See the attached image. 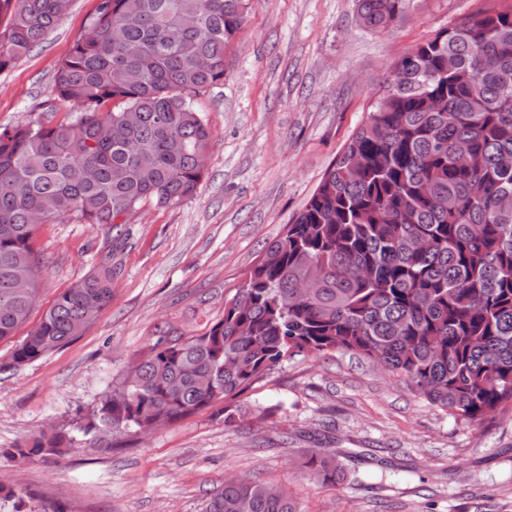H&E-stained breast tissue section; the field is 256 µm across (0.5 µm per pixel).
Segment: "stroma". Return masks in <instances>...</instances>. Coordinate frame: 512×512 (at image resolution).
<instances>
[{
  "instance_id": "stroma-1",
  "label": "stroma",
  "mask_w": 512,
  "mask_h": 512,
  "mask_svg": "<svg viewBox=\"0 0 512 512\" xmlns=\"http://www.w3.org/2000/svg\"><path fill=\"white\" fill-rule=\"evenodd\" d=\"M100 0H73L41 44L0 72V126L56 104L55 73ZM503 0H410L406 17L374 32L357 0H248L225 57L224 81L194 107L209 125L208 169L194 197L141 206L112 226L43 225L33 319L96 267L114 272L112 302L49 356L7 367L24 331L0 340V499L58 501L70 512H205L225 478L282 487L300 512H512V412L455 421L411 384L352 353L300 356L237 400L242 424L212 408L150 433L77 435L62 456L24 462L12 448L78 422L146 346L205 333L262 249L292 223L361 125L393 63L436 31ZM272 416L259 422L256 405ZM344 453L342 485L298 467L302 455Z\"/></svg>"
}]
</instances>
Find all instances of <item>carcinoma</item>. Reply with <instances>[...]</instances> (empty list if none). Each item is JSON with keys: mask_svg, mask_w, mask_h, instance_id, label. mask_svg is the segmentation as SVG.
Returning <instances> with one entry per match:
<instances>
[{"mask_svg": "<svg viewBox=\"0 0 512 512\" xmlns=\"http://www.w3.org/2000/svg\"><path fill=\"white\" fill-rule=\"evenodd\" d=\"M384 32L409 0H357ZM72 0H0V71L54 27ZM247 0H100L55 75L61 122L0 127V340L39 295L33 238L44 224H116L151 202L192 198L211 133L194 98L224 82ZM329 164L286 232L224 302V318L181 344H149L78 430L148 432L230 402L297 356L347 351L409 380L455 420L512 411V5L437 31ZM112 104L105 112L103 107ZM112 302V267L62 291L11 351L39 360ZM50 431L13 449L63 453ZM305 473L345 477L313 451ZM207 512H299L279 486L224 482Z\"/></svg>", "mask_w": 512, "mask_h": 512, "instance_id": "carcinoma-1", "label": "carcinoma"}]
</instances>
